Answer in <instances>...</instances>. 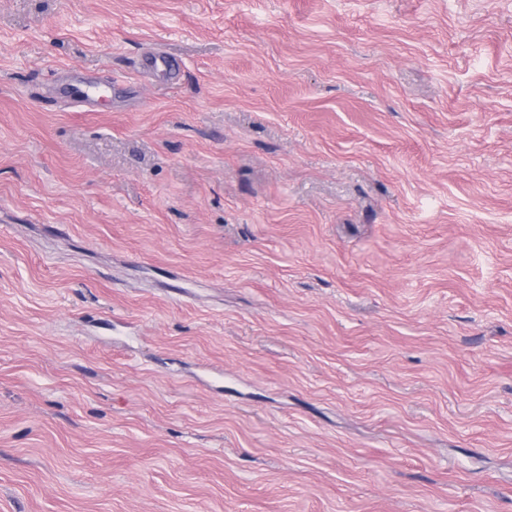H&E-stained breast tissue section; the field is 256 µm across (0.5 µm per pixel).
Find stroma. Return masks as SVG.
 <instances>
[{
  "label": "stroma",
  "instance_id": "35a3bbf8",
  "mask_svg": "<svg viewBox=\"0 0 512 512\" xmlns=\"http://www.w3.org/2000/svg\"><path fill=\"white\" fill-rule=\"evenodd\" d=\"M0 512H512V0H0Z\"/></svg>",
  "mask_w": 512,
  "mask_h": 512
}]
</instances>
